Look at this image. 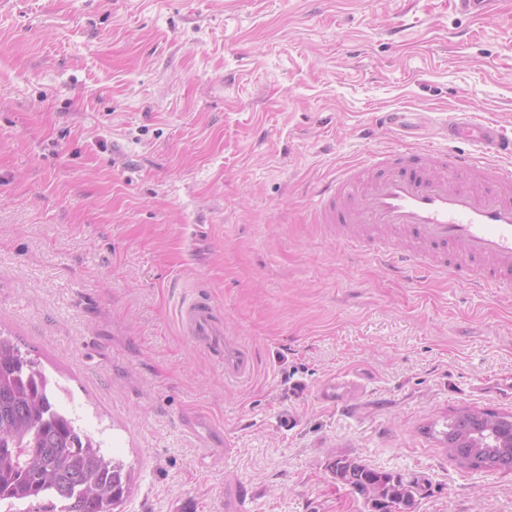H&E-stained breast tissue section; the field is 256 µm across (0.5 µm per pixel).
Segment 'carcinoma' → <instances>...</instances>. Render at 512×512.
Wrapping results in <instances>:
<instances>
[{
    "instance_id": "cac0c4a2",
    "label": "carcinoma",
    "mask_w": 512,
    "mask_h": 512,
    "mask_svg": "<svg viewBox=\"0 0 512 512\" xmlns=\"http://www.w3.org/2000/svg\"><path fill=\"white\" fill-rule=\"evenodd\" d=\"M486 412L481 425L498 434L500 447H484L461 435L469 419L455 413L442 432L448 457L479 469L489 462L512 471V421ZM336 484L366 499L377 512L410 505L412 483L389 472L337 456L329 463ZM123 461L108 458L101 445L81 432L59 409L53 386L38 363L0 335V502L49 497L60 512H115L130 490Z\"/></svg>"
}]
</instances>
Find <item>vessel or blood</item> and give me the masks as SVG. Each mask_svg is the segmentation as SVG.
<instances>
[{
	"mask_svg": "<svg viewBox=\"0 0 512 512\" xmlns=\"http://www.w3.org/2000/svg\"><path fill=\"white\" fill-rule=\"evenodd\" d=\"M448 138L479 144L474 153L431 145L370 154L318 190L313 221L334 228L342 243L367 247L391 271L415 278L456 273L477 286L512 289V139L491 123H449ZM405 239L394 249L392 239ZM182 336L215 357L228 381L255 371L250 351L224 333L209 298L177 310Z\"/></svg>",
	"mask_w": 512,
	"mask_h": 512,
	"instance_id": "obj_1",
	"label": "vessel or blood"
}]
</instances>
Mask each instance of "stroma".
Listing matches in <instances>:
<instances>
[{"label":"stroma","instance_id":"obj_1","mask_svg":"<svg viewBox=\"0 0 512 512\" xmlns=\"http://www.w3.org/2000/svg\"><path fill=\"white\" fill-rule=\"evenodd\" d=\"M463 114L512 138V0H0V333L130 467L119 512H224L230 483L246 512H371L340 455L413 483L408 512H512V472L438 440L512 414V292L393 275L309 219ZM194 292L251 379L180 335Z\"/></svg>","mask_w":512,"mask_h":512}]
</instances>
